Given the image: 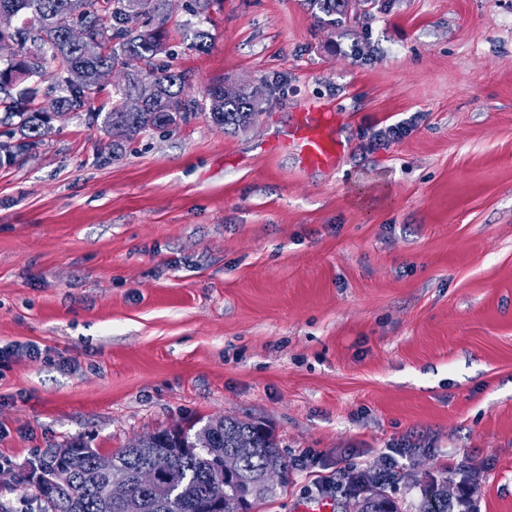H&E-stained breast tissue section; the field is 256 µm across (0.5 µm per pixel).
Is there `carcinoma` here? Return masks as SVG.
I'll list each match as a JSON object with an SVG mask.
<instances>
[{"mask_svg": "<svg viewBox=\"0 0 512 512\" xmlns=\"http://www.w3.org/2000/svg\"><path fill=\"white\" fill-rule=\"evenodd\" d=\"M308 4L322 25L336 27L352 21L344 0H308ZM134 10L144 19L142 30L128 25V13ZM161 10L162 0H0V12L25 16L24 25L0 30V161L11 162L36 150L58 112H84L92 121H101L109 135L114 127L127 122L137 123L144 130H167L186 119V74L160 71L154 66V59L167 52L166 33L154 25L161 18ZM72 23L89 29L88 43L68 41ZM130 62L137 66L122 98L105 113L88 108L90 94L102 89L98 73ZM70 69L82 72L81 83L68 81L66 72ZM47 77L52 83L41 101L39 88L27 81ZM144 83L157 88L156 96L140 112L124 111V98ZM208 96V117L218 126L236 127L255 112L247 93L226 102L220 86L214 85ZM66 448L65 457L57 458L55 448L39 463L40 468L49 470L62 461L73 473L71 490L64 496L48 481L35 486L43 512H129L125 505L106 499L98 476L109 466L132 471L156 450L172 452L174 463L156 489L135 490L141 503L139 512H212L206 484L229 452L241 453V460L238 474L226 481L224 512H250L253 501L277 494L275 488L253 490L262 473L277 468L286 474L290 466L269 428L234 418L209 422L194 433L160 430L113 452L102 453L80 440L66 444ZM350 493L357 497L358 512H398L370 479L350 488ZM425 496L424 512H448L447 487H434Z\"/></svg>", "mask_w": 512, "mask_h": 512, "instance_id": "cac0c4a2", "label": "carcinoma"}]
</instances>
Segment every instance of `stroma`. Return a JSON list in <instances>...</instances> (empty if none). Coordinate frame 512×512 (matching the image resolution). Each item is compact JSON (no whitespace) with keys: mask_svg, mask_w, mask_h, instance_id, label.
<instances>
[{"mask_svg":"<svg viewBox=\"0 0 512 512\" xmlns=\"http://www.w3.org/2000/svg\"><path fill=\"white\" fill-rule=\"evenodd\" d=\"M193 2L162 14L186 121L116 151L72 113L0 165V347L42 350L0 361V504L41 512L17 478L47 449L226 417L291 464L252 512H355L345 473L391 458L401 512L461 482L512 512V0H369L348 28ZM224 82L265 98L233 132ZM312 107L345 139L329 169L293 138Z\"/></svg>","mask_w":512,"mask_h":512,"instance_id":"obj_1","label":"stroma"}]
</instances>
